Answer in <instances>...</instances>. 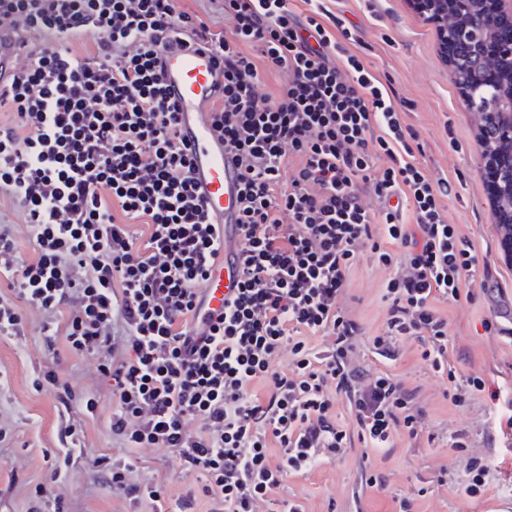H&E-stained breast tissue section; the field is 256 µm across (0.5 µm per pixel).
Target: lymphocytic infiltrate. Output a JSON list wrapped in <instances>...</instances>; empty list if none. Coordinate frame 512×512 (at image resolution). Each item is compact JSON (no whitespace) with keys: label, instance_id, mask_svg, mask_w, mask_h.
Returning a JSON list of instances; mask_svg holds the SVG:
<instances>
[{"label":"lymphocytic infiltrate","instance_id":"lymphocytic-infiltrate-1","mask_svg":"<svg viewBox=\"0 0 512 512\" xmlns=\"http://www.w3.org/2000/svg\"><path fill=\"white\" fill-rule=\"evenodd\" d=\"M215 3L234 22L231 37L175 0H0V26L21 32L27 59L0 88V196L24 210L36 243L35 258L23 259L0 229L9 290L0 332L18 330L24 302L68 312L43 333L97 355L112 383L113 437L177 450L202 475L209 512H260L277 501L282 512H304L278 498L288 476L357 445L375 451L422 437L418 387L386 370L368 379L356 371L363 336L388 360L400 342L417 341L421 360L447 377L455 407L487 395L494 424L512 432V400L449 357L439 306L479 297L475 246L441 204L452 187L416 160L417 132L344 48L351 29L298 19L288 0ZM76 41L91 52L79 56ZM170 42L219 60L211 124L241 170L239 279L215 317L201 311L224 227L197 189L159 65ZM265 68L282 81L261 100ZM403 202L413 224L399 221ZM361 251L389 271L384 322L371 337L346 306ZM313 336L324 346L310 345ZM285 349L286 373L273 367ZM445 441L466 496L484 493L491 455L474 452L465 429ZM128 473L113 467L110 487L168 512L162 484Z\"/></svg>","mask_w":512,"mask_h":512}]
</instances>
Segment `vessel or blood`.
Wrapping results in <instances>:
<instances>
[{
    "mask_svg": "<svg viewBox=\"0 0 512 512\" xmlns=\"http://www.w3.org/2000/svg\"><path fill=\"white\" fill-rule=\"evenodd\" d=\"M20 51L14 31L0 27V84L13 73ZM164 81L176 107L183 136L194 161V176L208 207L224 219V259L208 285L207 305L222 310L237 282L239 268L235 244L239 229L237 214L240 169L235 156L214 134L208 102L220 74L210 53L168 46L162 51Z\"/></svg>",
    "mask_w": 512,
    "mask_h": 512,
    "instance_id": "b4317fda",
    "label": "vessel or blood"
}]
</instances>
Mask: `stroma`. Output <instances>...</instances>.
<instances>
[{
  "label": "stroma",
  "instance_id": "1",
  "mask_svg": "<svg viewBox=\"0 0 512 512\" xmlns=\"http://www.w3.org/2000/svg\"><path fill=\"white\" fill-rule=\"evenodd\" d=\"M289 6L302 18L322 6L328 11L325 24L338 17L355 26L356 40L349 49L392 89L404 120L419 135L417 161L451 183L453 191L443 200L448 221L473 240L492 275L486 296L470 305L443 307L449 344L457 354L455 365L463 373L483 371L512 395V334L493 338L482 328L484 319L512 305V260L503 254L493 205L482 182L477 118L440 53L436 26L418 16L412 0H289ZM388 276V270L376 266L367 253L352 269L353 313L367 334H375L383 323L382 288ZM23 313L17 334L0 335V372L8 375L0 383V426L7 432L0 441V512H55L59 501L65 512H150L148 505L132 504L112 491L105 466L98 464L102 458L108 464H132L131 481L163 482L171 504L189 498V512H207L203 498L190 496L200 484L199 473L188 470L176 451L130 448L113 438L108 426L112 392L99 375L97 357L71 353L60 338L47 344L42 331L45 314L28 306ZM417 350V344H405L399 358L391 361L374 356L364 344L356 364L363 376L386 368L409 385L421 386L435 440L412 444L401 438L386 452L351 449L345 459L321 464L305 476L288 477L284 497L303 503L306 512H354L352 494L357 490L362 493L363 512H394L396 494L414 498L416 512H512V436L494 430L486 396L475 395L463 409L447 400V379L426 369ZM48 374L94 397L95 414L62 410L44 381ZM71 424L79 430V441L55 480L51 474L60 452L59 435ZM461 428L478 442L488 435L494 438L495 478L477 499L433 481L440 467L453 459L439 433ZM366 466L387 476V491L360 489Z\"/></svg>",
  "mask_w": 512,
  "mask_h": 512
}]
</instances>
